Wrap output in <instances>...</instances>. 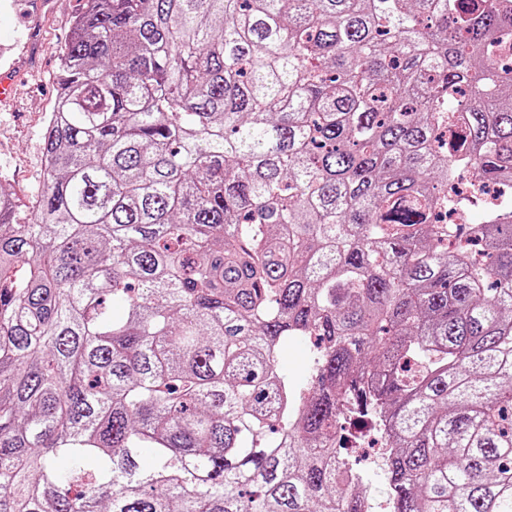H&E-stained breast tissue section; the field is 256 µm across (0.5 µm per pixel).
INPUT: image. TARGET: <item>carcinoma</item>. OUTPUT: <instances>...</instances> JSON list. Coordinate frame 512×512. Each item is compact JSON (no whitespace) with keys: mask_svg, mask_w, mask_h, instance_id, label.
Segmentation results:
<instances>
[{"mask_svg":"<svg viewBox=\"0 0 512 512\" xmlns=\"http://www.w3.org/2000/svg\"><path fill=\"white\" fill-rule=\"evenodd\" d=\"M512 10L87 0L0 184V512H512ZM315 337L302 393L281 349ZM347 452L349 454L348 459L350 466H352L353 470L359 475L363 484L370 488L369 497L372 498V506L379 509L377 507L384 496V485L380 477L377 476V469L372 461L374 453L370 452L369 456L361 457V449H357V453H351V448H349Z\"/></svg>","mask_w":512,"mask_h":512,"instance_id":"cac0c4a2","label":"carcinoma"}]
</instances>
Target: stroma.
Masks as SVG:
<instances>
[{
  "mask_svg": "<svg viewBox=\"0 0 512 512\" xmlns=\"http://www.w3.org/2000/svg\"><path fill=\"white\" fill-rule=\"evenodd\" d=\"M85 0H0V77L18 94L0 103V181L30 218L45 179L43 134L56 102L58 57Z\"/></svg>",
  "mask_w": 512,
  "mask_h": 512,
  "instance_id": "stroma-1",
  "label": "stroma"
}]
</instances>
